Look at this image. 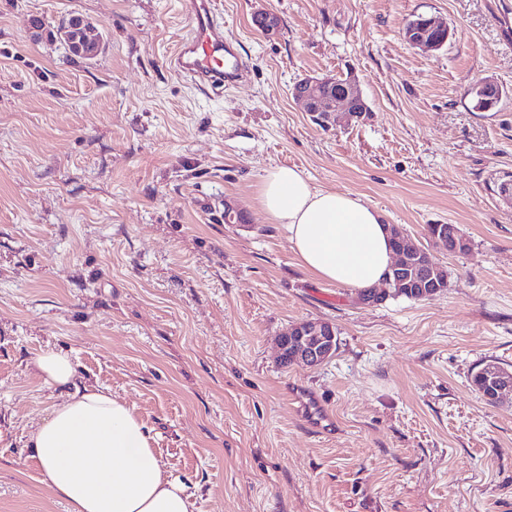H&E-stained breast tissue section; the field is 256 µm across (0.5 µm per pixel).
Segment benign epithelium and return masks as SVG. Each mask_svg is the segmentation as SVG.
Listing matches in <instances>:
<instances>
[{
    "mask_svg": "<svg viewBox=\"0 0 512 512\" xmlns=\"http://www.w3.org/2000/svg\"><path fill=\"white\" fill-rule=\"evenodd\" d=\"M252 20L258 31L269 36L280 28L279 18L267 11L254 13ZM451 37L447 24L433 16L418 15L404 30L405 40L412 46L425 52L442 49ZM476 103L474 109L489 112L502 100L505 91L490 80L479 81L472 89ZM293 98L303 106L304 111L327 123L334 112L343 110L350 118H360L370 107L363 97L359 82L350 75L341 80L333 76H307L292 87ZM396 238L395 262L389 268L387 280H394L431 297L440 292L439 272L433 266L419 261L422 246L410 238L390 231ZM336 328L323 321H306L292 326L280 338L279 349L282 353L293 352L292 360L306 366L321 364L336 353ZM482 370L487 375L490 394L495 401L512 390V371L496 363H486Z\"/></svg>",
    "mask_w": 512,
    "mask_h": 512,
    "instance_id": "1",
    "label": "benign epithelium"
}]
</instances>
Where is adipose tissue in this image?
Instances as JSON below:
<instances>
[{
  "label": "adipose tissue",
  "mask_w": 512,
  "mask_h": 512,
  "mask_svg": "<svg viewBox=\"0 0 512 512\" xmlns=\"http://www.w3.org/2000/svg\"><path fill=\"white\" fill-rule=\"evenodd\" d=\"M258 204L283 225L299 264L314 278L358 290L381 284L393 248L384 215L360 196L316 187L297 168L261 177ZM35 371L66 388L30 433L53 493L69 512H193L185 485L167 473L140 417L104 387L77 385L71 358L48 351Z\"/></svg>",
  "instance_id": "adipose-tissue-1"
}]
</instances>
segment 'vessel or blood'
<instances>
[{
  "label": "vessel or blood",
  "instance_id": "b4317fda",
  "mask_svg": "<svg viewBox=\"0 0 512 512\" xmlns=\"http://www.w3.org/2000/svg\"><path fill=\"white\" fill-rule=\"evenodd\" d=\"M189 33L182 40L174 59L176 68L202 85H221L232 79L237 65L231 62L232 49L224 39V25L213 0H186ZM313 428L329 431L332 420L315 396L295 397Z\"/></svg>",
  "mask_w": 512,
  "mask_h": 512
}]
</instances>
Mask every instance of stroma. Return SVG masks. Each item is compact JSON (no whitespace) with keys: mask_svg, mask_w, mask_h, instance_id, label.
I'll list each match as a JSON object with an SVG mask.
<instances>
[{"mask_svg":"<svg viewBox=\"0 0 512 512\" xmlns=\"http://www.w3.org/2000/svg\"><path fill=\"white\" fill-rule=\"evenodd\" d=\"M181 2L0 0V512H68L29 446L63 397L31 368L46 350L134 407L194 512H512V394L470 385L512 370V0H219L242 65L205 88L170 65ZM73 14L103 34L95 59L58 34ZM419 14L447 22L445 48L406 43ZM349 74L361 119L320 123L291 95ZM483 79L506 92L489 116ZM281 165L382 211L447 289L374 306L314 279L257 205ZM304 321L333 324L336 353L284 365L276 341ZM437 226H441L440 227L441 229L448 228L447 231L442 230L440 235L436 234L435 238L439 237L441 240L439 238H437L438 240L445 241L448 244L449 252L454 251L453 250L454 248H455V251H458V252L466 250L468 243H467L466 239L459 232H457V231L453 232V229L457 228V226L454 224H431V225H428L427 232L431 238H434ZM451 234L453 236L454 243H453ZM487 375L490 386V399L499 401L506 392L512 390V371L496 363H486L481 367ZM294 400L299 404V408L305 413L313 428L319 432H327L332 429L333 422L330 416L314 395L296 393Z\"/></svg>","mask_w":512,"mask_h":512,"instance_id":"1","label":"stroma"}]
</instances>
